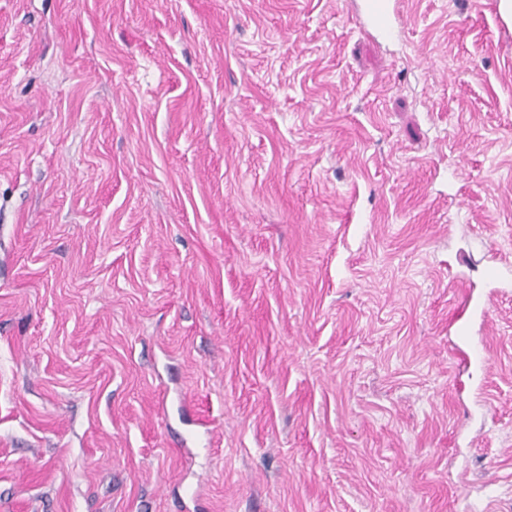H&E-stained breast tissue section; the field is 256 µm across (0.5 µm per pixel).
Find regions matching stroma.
I'll use <instances>...</instances> for the list:
<instances>
[{
    "label": "stroma",
    "instance_id": "stroma-1",
    "mask_svg": "<svg viewBox=\"0 0 512 512\" xmlns=\"http://www.w3.org/2000/svg\"><path fill=\"white\" fill-rule=\"evenodd\" d=\"M355 3L0 0V512H512V28ZM360 10L364 20L387 36L396 33L393 17H395V4L393 0H361Z\"/></svg>",
    "mask_w": 512,
    "mask_h": 512
}]
</instances>
